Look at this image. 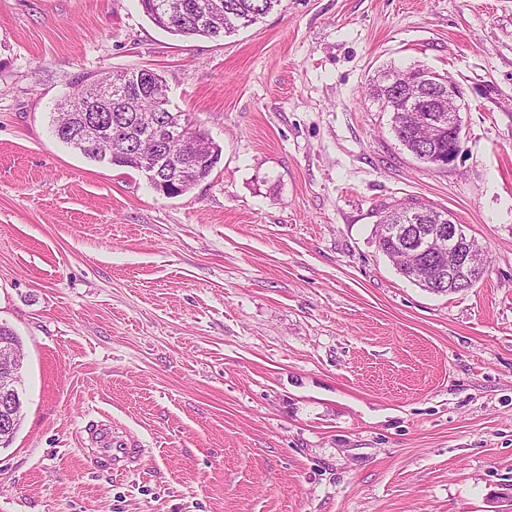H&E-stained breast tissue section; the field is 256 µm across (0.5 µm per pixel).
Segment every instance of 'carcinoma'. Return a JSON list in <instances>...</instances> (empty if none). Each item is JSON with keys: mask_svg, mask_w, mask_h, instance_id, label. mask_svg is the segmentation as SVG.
I'll use <instances>...</instances> for the list:
<instances>
[{"mask_svg": "<svg viewBox=\"0 0 512 512\" xmlns=\"http://www.w3.org/2000/svg\"><path fill=\"white\" fill-rule=\"evenodd\" d=\"M144 12L161 30L182 37L216 38L232 34L256 23L279 0H140ZM104 88L112 89L110 101L98 105L108 108L104 118L108 126L91 132L81 118L93 117L87 111L89 95L100 90L77 81L72 94L57 104L52 120L53 133L63 144L92 161L108 162L117 167L139 171L146 160L160 171V181L153 188L170 197L184 195L207 177L221 159L222 149L198 129L183 112L168 109V86L162 75L142 69L116 72ZM377 99L388 102L394 110L393 129L403 145L414 155H421L422 140L418 129L404 121L399 110L406 108L404 92L394 96L374 89ZM379 247L405 277L433 290L424 275L410 273L396 255L397 242L378 239Z\"/></svg>", "mask_w": 512, "mask_h": 512, "instance_id": "1", "label": "carcinoma"}]
</instances>
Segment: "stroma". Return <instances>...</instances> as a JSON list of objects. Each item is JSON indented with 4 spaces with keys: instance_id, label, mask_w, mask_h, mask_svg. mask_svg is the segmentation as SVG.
Returning a JSON list of instances; mask_svg holds the SVG:
<instances>
[{
    "instance_id": "35a3bbf8",
    "label": "stroma",
    "mask_w": 512,
    "mask_h": 512,
    "mask_svg": "<svg viewBox=\"0 0 512 512\" xmlns=\"http://www.w3.org/2000/svg\"><path fill=\"white\" fill-rule=\"evenodd\" d=\"M428 67L462 152L417 161L368 93ZM150 69L222 148L188 193L52 133L77 79ZM488 258L437 294L393 204ZM0 325L25 356L0 512H512V0H280L219 40L139 0H0ZM145 450L92 468L102 419ZM422 70L426 74L417 77L408 75V78H410L413 83L421 86L424 89H427L426 87L428 86L426 82L431 81V78L435 79L436 82H444L448 93L446 97L440 96L436 98H429V100L414 98L412 101H417L419 104H421L423 112H428V108L425 107L428 102L436 103L443 107L444 102L448 101V134H444L438 143V149L441 151H447L448 154L438 153L436 149L433 150V148H429L425 150V159H420L419 157L415 158L423 163L444 169L448 168V165L455 162L462 150V121L459 112L460 108L457 104L458 100H461L462 98V91L457 84L453 83L451 80H448L447 77H444L428 68H422ZM427 75H429L430 78H428ZM449 141L453 142L452 150H448ZM399 206V205H398ZM397 206V207H398ZM388 211L380 221V224L383 226L384 231L388 237L398 238V236H404L405 230L407 228V224H415V228L413 230L421 231L430 227L432 224H418L416 218L418 212V206H408L405 210H400L396 213L394 221L389 224H385L387 218L396 211V208ZM378 243L381 250L393 260L394 264L396 265L397 269L400 271L401 274H403L405 277L411 279L414 282H418V284H420L422 287L435 293V291H433V287L430 286L428 279L426 280V278L421 272L415 270L414 274H412L408 272L407 269L402 265V262L398 259V256L396 255L397 241L384 240L379 238Z\"/></svg>"
}]
</instances>
